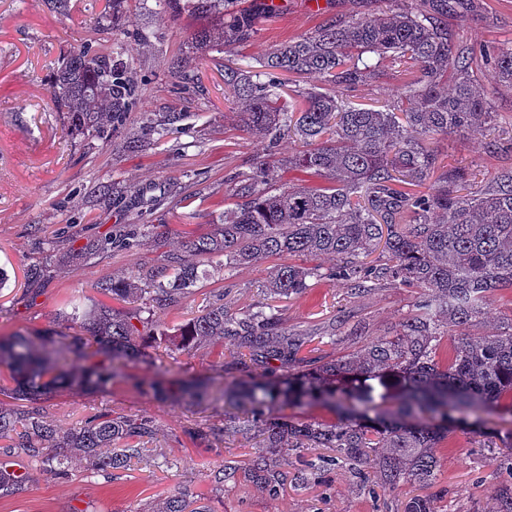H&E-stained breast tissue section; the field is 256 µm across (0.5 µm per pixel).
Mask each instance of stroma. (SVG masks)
Returning <instances> with one entry per match:
<instances>
[{
    "mask_svg": "<svg viewBox=\"0 0 512 512\" xmlns=\"http://www.w3.org/2000/svg\"><path fill=\"white\" fill-rule=\"evenodd\" d=\"M71 5L64 18L50 13L43 0H0V268L8 275L0 288V337L45 328L70 301L96 297L99 281L157 265L182 247L177 235L162 243L149 238L74 267L59 263L57 253L100 240L115 224L206 230L224 214L229 176L253 162L274 163L299 151L291 140L271 149L242 131L237 107L224 90L225 65L255 64L282 43L336 19L379 13L385 3L325 0L321 11L312 13L307 0H282L280 12L260 19L249 42L206 55L194 48L198 21L163 9L158 0H124L108 27L96 23L103 0H71ZM448 30L476 51L510 42L512 0H471L463 16H449ZM87 39L119 56L139 85V98L121 125L76 134L53 105L49 81L57 63ZM180 58L196 71L186 86L171 71ZM380 68V78L349 91L348 102L374 109L399 105V93L415 71L388 59ZM488 103L491 127L437 142L440 164H466L482 185L512 169V88L493 86ZM164 123L169 133L157 136L155 126ZM133 136L143 140L142 151L126 150ZM494 139L501 149L489 148ZM142 197L157 199V206L140 207ZM40 268L44 277H32ZM267 268L262 262L228 271L218 258L204 263L198 290L162 315V322L171 326L201 315L221 289L231 309L257 304ZM418 296L417 289L391 285L355 298L340 283L316 281L305 294L277 305L290 332L316 337L335 330L341 356L393 332ZM205 377L219 383L225 377L212 346L163 354L152 362L132 360L106 391L77 390L54 398L46 414L65 430L105 407L153 417L154 450L116 480L88 476L79 465L67 478L40 477L24 492L0 496V512H147L178 488L190 491L209 512H403L405 492L386 496V508H378L336 466L314 483L287 487L276 499L246 482L212 491L205 472L227 460L246 462L258 440L228 436L214 449L197 447L184 429L223 423V400L199 409L179 400L158 401L140 388L161 378ZM436 456L432 491L440 512H483L487 481L499 465L496 450L478 447L457 431L441 442Z\"/></svg>",
    "mask_w": 512,
    "mask_h": 512,
    "instance_id": "stroma-1",
    "label": "stroma"
}]
</instances>
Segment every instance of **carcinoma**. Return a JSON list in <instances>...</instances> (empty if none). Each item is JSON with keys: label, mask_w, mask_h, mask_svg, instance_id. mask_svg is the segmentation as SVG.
<instances>
[{"label": "carcinoma", "mask_w": 512, "mask_h": 512, "mask_svg": "<svg viewBox=\"0 0 512 512\" xmlns=\"http://www.w3.org/2000/svg\"><path fill=\"white\" fill-rule=\"evenodd\" d=\"M173 10L200 19L218 18L216 28L195 34L197 49L224 51L247 42L256 15L270 9H238L228 0H165ZM464 0H427L421 8L386 0V10L324 25L281 45L246 71L224 65V86L242 105L246 131L274 147L284 136L303 150L288 166L326 181V185L279 186L274 166L259 161L235 177L220 223L203 234L183 236V254L146 271H132L96 284L99 294L125 303L72 301L71 311L34 335L0 342V369L13 387L0 385V492L15 493L34 481L32 473L8 468L5 459L26 457L43 474L66 476L79 463L91 476L117 478L139 457L140 443L156 434L155 421L143 414L104 409L80 426L60 429L44 414L43 404L73 387L100 390L112 385L130 359L149 355L137 342L145 329L189 297L199 281V264L224 258V267L285 259L269 273L267 294L301 295L312 280L340 281L361 295L385 285L420 290L419 300L391 335L333 357L304 352L306 339L288 332L281 310L269 304L233 312L217 296L205 312L184 324L158 331L159 342L190 350L213 345L228 350L233 364L261 373L248 381L224 382V399L241 409L219 427H197L189 435L199 443L226 434L255 435L262 449L240 466L226 461L205 477L215 492L240 477L271 497L288 481L309 482L312 467L288 471L302 448L328 449L318 456L326 465L349 470L360 489L388 493L410 486L419 493L404 512H437L424 493L438 466L433 448L468 416L481 418L512 400V314L492 334L471 328L486 314L493 293L512 289V171L475 189L473 173L462 165L441 172L430 146L435 135L479 131L491 123L485 86L474 77L477 57L457 42L443 18ZM382 60L403 61L418 76L405 86L406 106L360 108L345 102L344 92L376 76ZM489 80L512 87V45L484 54ZM314 76L322 91L301 93L304 106L289 110L278 89L279 74ZM53 102L67 114L71 130L98 131L119 124L138 97V84L123 66L90 40L58 66L51 82ZM168 224H116L104 239L63 259L81 263L107 248L131 249L140 239L164 238ZM373 264L365 258L376 250ZM303 256L327 257L328 267L295 262ZM454 337L448 359H439L442 338ZM182 396L206 406L213 384L181 387ZM332 407L331 423H304L275 416L276 405ZM503 462L491 478L486 512H512V432L499 447ZM155 512H209L177 489Z\"/></svg>", "instance_id": "obj_1"}]
</instances>
